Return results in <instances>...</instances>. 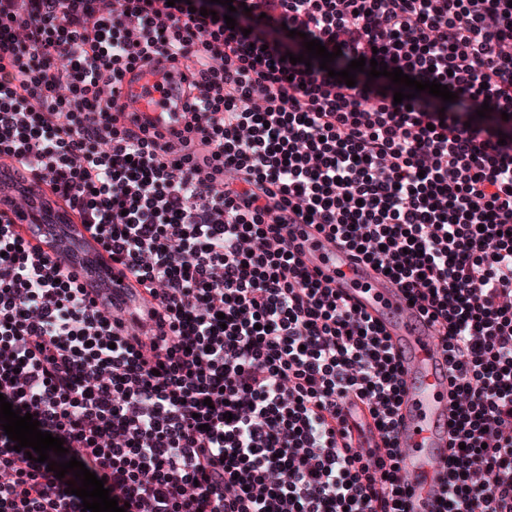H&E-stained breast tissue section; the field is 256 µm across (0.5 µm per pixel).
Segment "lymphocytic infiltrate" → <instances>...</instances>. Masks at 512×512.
Returning a JSON list of instances; mask_svg holds the SVG:
<instances>
[{"instance_id": "f902f5d3", "label": "lymphocytic infiltrate", "mask_w": 512, "mask_h": 512, "mask_svg": "<svg viewBox=\"0 0 512 512\" xmlns=\"http://www.w3.org/2000/svg\"><path fill=\"white\" fill-rule=\"evenodd\" d=\"M233 2L254 32L217 0H0V161L151 304L143 338L0 210V395L126 512H408L400 365L305 264L291 227L309 222L442 338L433 512H512V122L463 114L512 115V0ZM265 24L446 85L457 106L292 64ZM146 71L156 91L179 84L171 132L119 103ZM68 483L0 429V512H82Z\"/></svg>"}]
</instances>
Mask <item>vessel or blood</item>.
Here are the masks:
<instances>
[{
  "label": "vessel or blood",
  "mask_w": 512,
  "mask_h": 512,
  "mask_svg": "<svg viewBox=\"0 0 512 512\" xmlns=\"http://www.w3.org/2000/svg\"><path fill=\"white\" fill-rule=\"evenodd\" d=\"M154 82V77L145 76L124 88L123 95L130 109L157 119L161 110L144 92ZM293 231L305 241L307 266L319 267L334 286L380 322L400 354L404 397L398 425V477L409 493V512H431L442 493L451 419L448 367L440 338L394 282L356 263L350 252L316 234L309 225H294ZM106 294L115 310L129 311L140 305L118 282L112 283Z\"/></svg>",
  "instance_id": "vessel-or-blood-1"
}]
</instances>
